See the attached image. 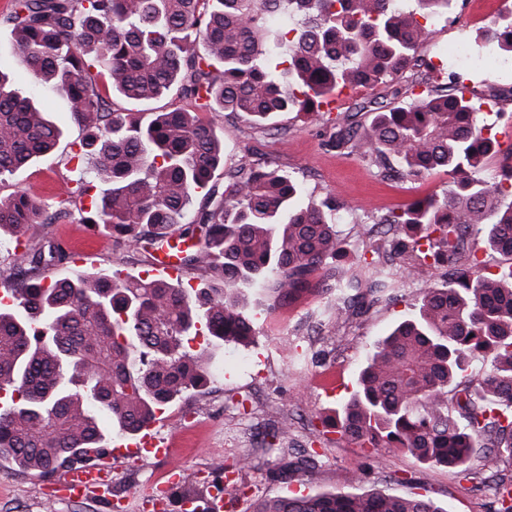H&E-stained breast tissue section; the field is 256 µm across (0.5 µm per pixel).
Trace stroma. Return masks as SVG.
I'll use <instances>...</instances> for the list:
<instances>
[{"label": "stroma", "instance_id": "stroma-1", "mask_svg": "<svg viewBox=\"0 0 512 512\" xmlns=\"http://www.w3.org/2000/svg\"><path fill=\"white\" fill-rule=\"evenodd\" d=\"M499 10L495 0H488L480 18L474 19L466 0H453L447 15L435 23L422 54L447 72L468 78L482 93L512 91V57L474 49L476 32ZM459 47L466 49L465 57L456 56ZM38 100L62 136L53 153L1 182L0 196L22 189L53 205L70 198L74 211L89 208L103 187L94 185L82 196L75 193L83 165L74 155L83 131L63 96L42 88ZM211 118L224 137L225 168L235 167L245 156L269 155L276 158L280 170L303 184L308 198L317 201L333 195L342 202L336 229L345 242L343 262L347 265L370 253L373 241L366 226L377 215L414 198L443 195L451 186V176L442 171L419 182L384 178L368 160L331 146L334 117L328 113L282 112L273 118L270 131L238 114L215 112ZM51 242L86 254L85 268L92 272L154 274L152 248L115 245L106 232L82 224H48L20 241H0V273L20 274L24 269L21 253ZM445 271V266L434 265L423 279H402V296L396 303L362 302L360 313L349 321H331L317 330L310 329L306 317L323 305L318 293L268 313L258 312L257 344L246 349L225 346L223 362L207 384L157 414L152 433L160 447L167 449L166 457L139 462L113 457L112 494L107 499L93 492L66 498L59 490L63 472L43 477L2 463L0 512H145V501L159 487L160 476L182 471L189 477L186 491L204 492L228 467L234 475L224 497L233 502L234 512H250L252 501L261 497L378 491L399 496L425 492L446 512H494L490 493L476 490L474 481L459 470L422 465L397 448L382 449L377 457L369 458L336 434L324 432L321 425L322 415L348 398L373 342L400 321L412 318L423 288L440 281ZM290 346L315 353L314 363L293 368L286 353ZM280 420L288 421L290 441L305 446L314 455V463L304 464L295 454L283 455L262 446L266 427ZM284 464L289 470L283 481L275 471Z\"/></svg>", "mask_w": 512, "mask_h": 512}]
</instances>
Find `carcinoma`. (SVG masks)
<instances>
[{"label": "carcinoma", "instance_id": "1", "mask_svg": "<svg viewBox=\"0 0 512 512\" xmlns=\"http://www.w3.org/2000/svg\"><path fill=\"white\" fill-rule=\"evenodd\" d=\"M12 0L0 15L11 57L34 85L24 91L0 67V181L57 145L61 130L37 104L48 86L85 127L77 156L108 185L79 216L49 211L25 191L0 197V233L36 224L92 223L116 243L162 245L185 225L180 264L201 286L115 271H77L42 285L41 270L66 259L51 242L23 255L26 277L5 285L0 306V462L40 475L81 468L107 455L99 415L133 435L160 406L204 386L212 353L191 350L205 330L215 345L254 340L257 304L276 307L323 271L334 298L310 321H346L361 296L391 301L407 261L419 278L428 261H448L424 289L417 314L376 340L353 391L333 412L339 439L362 450L400 448L424 465L462 467L487 454L495 512H512V264L478 270L471 232L512 254V150L500 179L480 177L498 145L479 124L482 97L420 54L452 0ZM202 39L206 48L195 49ZM475 41L512 54V8ZM397 105L373 97L338 115L333 146L394 180L436 170L457 176L443 197L416 199L369 227L375 257L336 264L345 249L334 199L299 201L301 185L269 160L248 156L211 185L224 146L204 112L243 114L264 127L279 112L332 111L345 89H373L398 77ZM177 90L197 111L112 110ZM373 114L369 128L357 121ZM204 203L193 208L198 196ZM252 512H445L424 495L316 493L254 503Z\"/></svg>", "mask_w": 512, "mask_h": 512}]
</instances>
